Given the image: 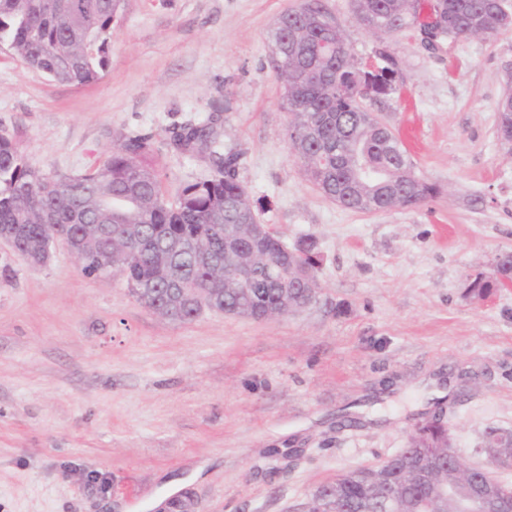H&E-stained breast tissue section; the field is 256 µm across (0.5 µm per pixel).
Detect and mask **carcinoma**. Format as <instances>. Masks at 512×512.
Listing matches in <instances>:
<instances>
[{"label":"carcinoma","mask_w":512,"mask_h":512,"mask_svg":"<svg viewBox=\"0 0 512 512\" xmlns=\"http://www.w3.org/2000/svg\"><path fill=\"white\" fill-rule=\"evenodd\" d=\"M353 8L359 22L383 35L426 28L435 12L447 20L448 39L476 30L494 38L512 27L505 0H353ZM120 10L121 0H0V43L55 82L89 85L109 64ZM328 15L322 0H304L301 9L278 17L270 35L269 64L282 78L281 105L291 115L286 138L304 176L325 198L359 212L412 208L436 197L440 189L414 174L400 139L368 120L349 77L365 68L356 66L345 36L334 49L326 44L330 33L322 19ZM382 57L378 98L398 90L397 62L387 50ZM496 112L500 139L512 143V94L499 100ZM216 122L210 115L170 131L172 150L204 149L210 162L208 175L183 183L173 197L153 164L156 148L147 135L123 136L102 165L64 178L33 166L0 136V237L29 263L44 258L51 239L68 241L81 251L86 274L109 263L138 301L173 321L300 306L307 291L285 294L275 280L283 241L272 233L249 235L256 214L237 177L241 153L224 150ZM315 249L310 238L296 242L289 279L314 268ZM252 251L265 261L252 269L250 287L237 288L232 268ZM405 453L454 477L448 442L427 426L415 428ZM317 490L335 498L337 512H468L464 505L449 507L410 467H364Z\"/></svg>","instance_id":"1"}]
</instances>
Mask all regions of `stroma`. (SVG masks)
<instances>
[{"instance_id":"35a3bbf8","label":"stroma","mask_w":512,"mask_h":512,"mask_svg":"<svg viewBox=\"0 0 512 512\" xmlns=\"http://www.w3.org/2000/svg\"><path fill=\"white\" fill-rule=\"evenodd\" d=\"M357 64L387 47L400 90L364 99L440 193L355 212L324 198L285 137L268 34L295 0H123L93 84L57 83L0 46V135L58 177L119 136L148 133L168 193L207 174L169 128L218 113L260 223L313 238L321 300L265 321L155 314L116 273L85 274L65 245L35 266L0 242V512H301L323 482L406 447L438 400L469 463L512 429V287L471 282L512 252V151L496 105L512 92V30L425 49L379 36L352 0H323ZM297 456H289V449Z\"/></svg>"}]
</instances>
